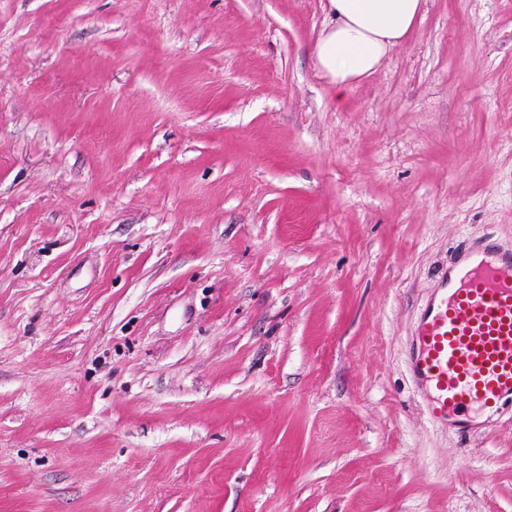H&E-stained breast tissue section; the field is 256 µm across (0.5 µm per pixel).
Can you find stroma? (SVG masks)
Instances as JSON below:
<instances>
[{"instance_id": "obj_1", "label": "stroma", "mask_w": 512, "mask_h": 512, "mask_svg": "<svg viewBox=\"0 0 512 512\" xmlns=\"http://www.w3.org/2000/svg\"><path fill=\"white\" fill-rule=\"evenodd\" d=\"M326 0H0V512H512L422 309L512 249V0L350 89Z\"/></svg>"}]
</instances>
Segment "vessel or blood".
<instances>
[{
    "label": "vessel or blood",
    "mask_w": 512,
    "mask_h": 512,
    "mask_svg": "<svg viewBox=\"0 0 512 512\" xmlns=\"http://www.w3.org/2000/svg\"><path fill=\"white\" fill-rule=\"evenodd\" d=\"M420 314L410 363L431 416L473 429L512 404V249L485 239Z\"/></svg>",
    "instance_id": "b4317fda"
}]
</instances>
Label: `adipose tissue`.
Returning <instances> with one entry per match:
<instances>
[{
	"label": "adipose tissue",
	"mask_w": 512,
	"mask_h": 512,
	"mask_svg": "<svg viewBox=\"0 0 512 512\" xmlns=\"http://www.w3.org/2000/svg\"><path fill=\"white\" fill-rule=\"evenodd\" d=\"M423 0H327L329 23L314 45L316 65L337 89L372 74L402 44Z\"/></svg>",
	"instance_id": "adipose-tissue-1"
}]
</instances>
